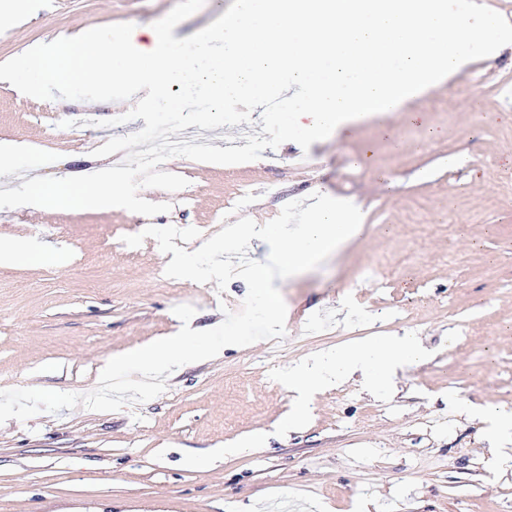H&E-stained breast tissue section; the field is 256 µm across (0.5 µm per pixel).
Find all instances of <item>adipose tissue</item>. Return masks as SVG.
Returning a JSON list of instances; mask_svg holds the SVG:
<instances>
[{"instance_id": "obj_1", "label": "adipose tissue", "mask_w": 512, "mask_h": 512, "mask_svg": "<svg viewBox=\"0 0 512 512\" xmlns=\"http://www.w3.org/2000/svg\"><path fill=\"white\" fill-rule=\"evenodd\" d=\"M428 355L421 340L412 334L396 336L384 342L373 341L354 349L337 351L328 370L302 363L288 375V389L293 392L300 409H307L312 395L321 385L347 380L355 376L371 386L390 383L397 369L421 363ZM184 339L174 336L141 349L121 354L108 364L113 374H122L136 367L147 379L164 375L170 366L187 360Z\"/></svg>"}]
</instances>
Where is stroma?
I'll use <instances>...</instances> for the list:
<instances>
[{
  "label": "stroma",
  "mask_w": 512,
  "mask_h": 512,
  "mask_svg": "<svg viewBox=\"0 0 512 512\" xmlns=\"http://www.w3.org/2000/svg\"><path fill=\"white\" fill-rule=\"evenodd\" d=\"M177 0H41L0 29V62L30 44L90 26L150 25ZM466 86L416 98L399 117L353 132L265 149L216 165L174 157L177 194L148 218L125 209H0V240L33 244L36 263L0 265V389L87 393L114 356L239 309L242 279L225 291L165 276L147 226L194 227V251L223 227L264 224L318 192L360 204V236L320 267L279 282L284 338L223 349L182 366L166 391L115 412L79 406L0 424V512H512V443L493 451L474 409L512 410V49L467 67ZM131 102L38 100L0 83V140L35 144L0 188L117 165L93 157L104 128ZM456 164H449V157ZM413 334L426 361L398 370L395 394L358 381L315 393L306 419L285 376L298 362ZM261 434L264 446L231 454Z\"/></svg>",
  "instance_id": "1"
}]
</instances>
